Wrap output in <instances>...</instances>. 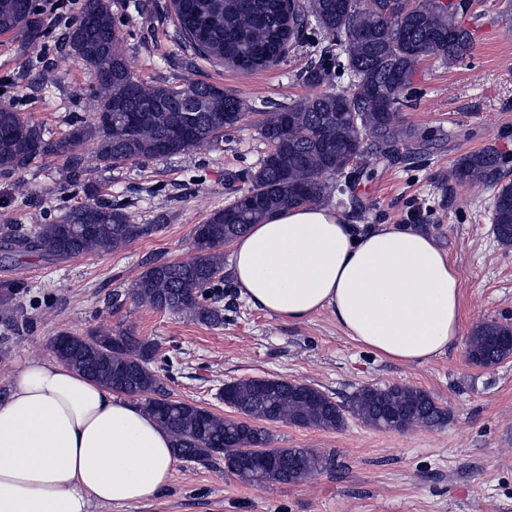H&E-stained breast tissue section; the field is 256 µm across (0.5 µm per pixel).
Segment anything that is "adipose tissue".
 <instances>
[{"label":"adipose tissue","mask_w":512,"mask_h":512,"mask_svg":"<svg viewBox=\"0 0 512 512\" xmlns=\"http://www.w3.org/2000/svg\"><path fill=\"white\" fill-rule=\"evenodd\" d=\"M246 302L291 321L333 313L377 355L425 363L461 333V277L407 224L347 223L305 204L231 244ZM172 437L140 403L55 359L26 362L0 402V512H90L151 499L172 479Z\"/></svg>","instance_id":"obj_1"}]
</instances>
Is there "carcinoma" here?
I'll use <instances>...</instances> for the list:
<instances>
[{
    "mask_svg": "<svg viewBox=\"0 0 512 512\" xmlns=\"http://www.w3.org/2000/svg\"><path fill=\"white\" fill-rule=\"evenodd\" d=\"M180 33L200 55L245 72L281 63L288 49L316 29L327 43L317 61L299 74L308 85L332 84L335 73L354 76L350 91L333 89L260 113L257 130L270 151L234 201L209 215L206 237H195L187 261L161 262L143 271L134 299L157 311L221 326L224 309L214 281L224 270V245L271 214L325 201L328 178L345 177L352 156L393 159L424 138L397 120L407 103L419 64L433 58L453 67L472 48L461 24L466 11L455 0H402L383 21L358 0H172ZM40 35L34 0H0V34ZM64 44L94 82L84 104L90 120L71 124L54 140L42 125L13 104H0V173H14L34 159L65 157L75 179L87 172L79 148L92 140L105 167L173 156L212 145L248 116L246 103L215 84L186 80L151 85L131 72L126 42L112 17V0H86L67 28ZM502 158L482 149L459 158L451 177L458 183L497 185L492 224L497 240L512 245V183L498 184ZM117 205L86 202L57 221L38 224L19 247L53 259L118 251L146 234ZM51 348L61 362L113 392L138 397L173 438L174 455L189 461L224 459L239 481L254 484L301 482L334 465L329 455L307 448H272L261 423H285L322 430L343 427L346 415L377 428L439 427L448 408L431 394L406 385L364 386L339 403L322 391L282 378H249L226 384L225 404L238 417L226 418L162 394L153 368L157 346L132 329L118 334L95 329L87 335L63 332ZM466 361L489 368L512 357V324L481 320L465 342ZM279 456L283 466L266 467L254 449Z\"/></svg>",
    "mask_w": 512,
    "mask_h": 512,
    "instance_id": "cac0c4a2",
    "label": "carcinoma"
}]
</instances>
